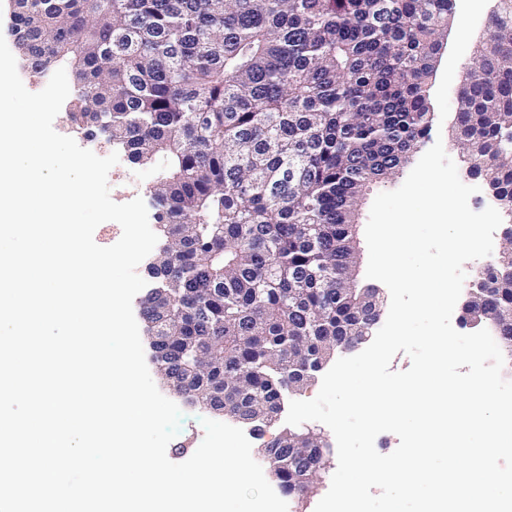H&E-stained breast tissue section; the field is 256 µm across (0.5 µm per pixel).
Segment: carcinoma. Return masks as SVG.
<instances>
[{"label":"carcinoma","mask_w":512,"mask_h":512,"mask_svg":"<svg viewBox=\"0 0 512 512\" xmlns=\"http://www.w3.org/2000/svg\"><path fill=\"white\" fill-rule=\"evenodd\" d=\"M453 0H17L16 47L40 75L71 67L78 126L101 123L131 163L165 165L150 188L174 319L169 370L265 401L306 384L293 362L345 346L364 289L355 239L364 192L402 171L429 133V80ZM453 145L512 201V0H498L457 99ZM222 249L213 257L214 249ZM490 267L488 307L512 357V282ZM206 336L224 337L207 359ZM318 448L311 432L274 441ZM277 480L298 495L287 470Z\"/></svg>","instance_id":"cac0c4a2"}]
</instances>
